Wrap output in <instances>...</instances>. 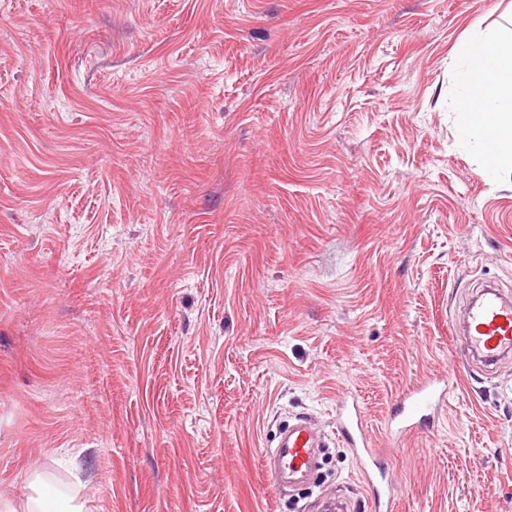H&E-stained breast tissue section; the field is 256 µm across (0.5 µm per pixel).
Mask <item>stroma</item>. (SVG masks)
Returning <instances> with one entry per match:
<instances>
[{"label": "stroma", "mask_w": 512, "mask_h": 512, "mask_svg": "<svg viewBox=\"0 0 512 512\" xmlns=\"http://www.w3.org/2000/svg\"><path fill=\"white\" fill-rule=\"evenodd\" d=\"M512 0H0V499L84 512H512V358L451 324L512 290V177L462 132L454 47ZM427 429L387 423L419 381ZM306 417L328 478L263 449ZM445 389L433 379H426L418 383L397 404V414L394 423L387 427L392 438L402 439L412 433L418 432L435 409L445 397ZM339 409L341 413L340 435L346 444L353 448L360 463V471L368 481L375 511H380L384 500L387 499V504H389L393 497V485L389 480L388 469L376 460L373 448H371V435L354 399L350 400L347 394L344 395L340 400ZM371 463L376 469V472H373L375 478L369 472ZM48 486V483L41 480L40 475L35 476L33 483V490L35 496L29 498L26 505L25 512H83V503L77 500L76 496L65 497L60 492L58 499H49L44 493L43 489Z\"/></svg>", "instance_id": "obj_1"}]
</instances>
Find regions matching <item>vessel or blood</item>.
I'll list each match as a JSON object with an SVG mask.
<instances>
[{"label": "vessel or blood", "instance_id": "1", "mask_svg": "<svg viewBox=\"0 0 512 512\" xmlns=\"http://www.w3.org/2000/svg\"><path fill=\"white\" fill-rule=\"evenodd\" d=\"M462 338L467 358L489 367L512 354V295L496 286H488L472 299L466 317L456 329ZM445 396L437 381L426 379L418 383L397 404V414L387 431L392 438L401 439L418 432L430 412ZM340 435L352 448L360 463L361 473L369 477L368 484L375 507H382L393 497V485L388 470L377 463L372 449V438L361 417L358 405L349 397H342ZM319 435L306 420L298 419L287 425L277 447L267 449L263 467L275 486L284 483L306 482L313 471Z\"/></svg>", "mask_w": 512, "mask_h": 512}]
</instances>
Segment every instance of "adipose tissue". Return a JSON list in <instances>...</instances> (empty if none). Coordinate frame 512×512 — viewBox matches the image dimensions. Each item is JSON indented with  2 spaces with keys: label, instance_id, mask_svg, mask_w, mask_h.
<instances>
[{
  "label": "adipose tissue",
  "instance_id": "1",
  "mask_svg": "<svg viewBox=\"0 0 512 512\" xmlns=\"http://www.w3.org/2000/svg\"><path fill=\"white\" fill-rule=\"evenodd\" d=\"M467 66L458 107L481 127L480 148L492 169L512 171V33L458 44Z\"/></svg>",
  "mask_w": 512,
  "mask_h": 512
}]
</instances>
